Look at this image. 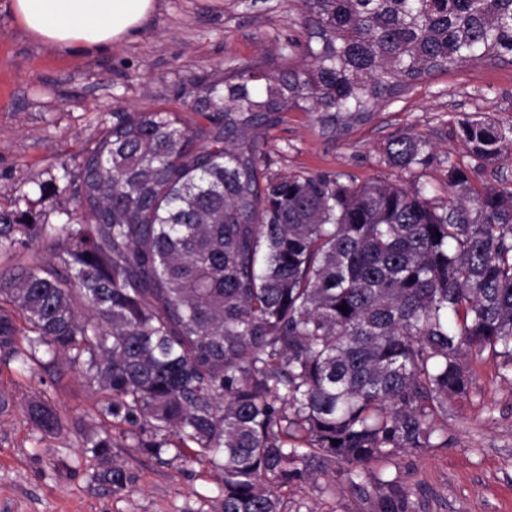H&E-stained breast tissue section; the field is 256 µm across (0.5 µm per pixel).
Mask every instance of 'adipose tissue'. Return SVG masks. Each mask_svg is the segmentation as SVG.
Instances as JSON below:
<instances>
[{
    "label": "adipose tissue",
    "mask_w": 512,
    "mask_h": 512,
    "mask_svg": "<svg viewBox=\"0 0 512 512\" xmlns=\"http://www.w3.org/2000/svg\"><path fill=\"white\" fill-rule=\"evenodd\" d=\"M161 0H7L16 28L48 49L93 53L134 39Z\"/></svg>",
    "instance_id": "adipose-tissue-1"
}]
</instances>
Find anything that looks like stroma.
I'll return each mask as SVG.
<instances>
[{"instance_id":"1","label":"stroma","mask_w":512,"mask_h":512,"mask_svg":"<svg viewBox=\"0 0 512 512\" xmlns=\"http://www.w3.org/2000/svg\"><path fill=\"white\" fill-rule=\"evenodd\" d=\"M300 0H163L134 40L96 52L57 53L22 37L0 8V207L31 211L59 224L67 176L112 115L132 109L181 110L179 90L192 75L247 63H280L306 41ZM469 116L512 127V65L478 64L435 73L336 139L322 136L310 113L293 110L268 131L274 172L332 171L346 183L375 179L427 185L447 200V162L470 171L474 188L512 189V158L487 164L457 137ZM416 132L433 146L430 163L408 173L379 164L391 137ZM57 183L54 196L40 184ZM472 392L448 404V445L395 451L373 464L358 489L342 473L289 487L288 512H379L389 491L407 512H512V381L485 352L470 360ZM44 397L64 428L45 434L27 408ZM101 397L66 365L57 371L0 366V512H213L220 481L205 460L154 457L129 437L113 436L109 459L82 446L81 432L105 431ZM124 489L106 480L112 465Z\"/></svg>"}]
</instances>
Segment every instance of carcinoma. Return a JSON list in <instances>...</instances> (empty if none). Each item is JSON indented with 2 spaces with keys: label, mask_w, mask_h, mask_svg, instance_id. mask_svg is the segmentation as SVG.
<instances>
[{
  "label": "carcinoma",
  "mask_w": 512,
  "mask_h": 512,
  "mask_svg": "<svg viewBox=\"0 0 512 512\" xmlns=\"http://www.w3.org/2000/svg\"><path fill=\"white\" fill-rule=\"evenodd\" d=\"M302 9L308 62L193 76L188 116L112 113L62 224L0 209V252L50 242L44 264L0 274V363L62 360L136 447L207 459L215 512H287L284 489L338 463L362 488L393 451L448 445L471 355L512 374L511 189L477 192L450 162L456 198L439 205L417 183L273 173L261 148L292 109L334 138L425 76L512 63V0ZM458 136L487 163L512 152V128L491 121ZM429 159L411 133L379 156L407 172ZM29 413L62 427L46 400ZM83 447L106 457L112 433Z\"/></svg>",
  "instance_id": "obj_1"
}]
</instances>
